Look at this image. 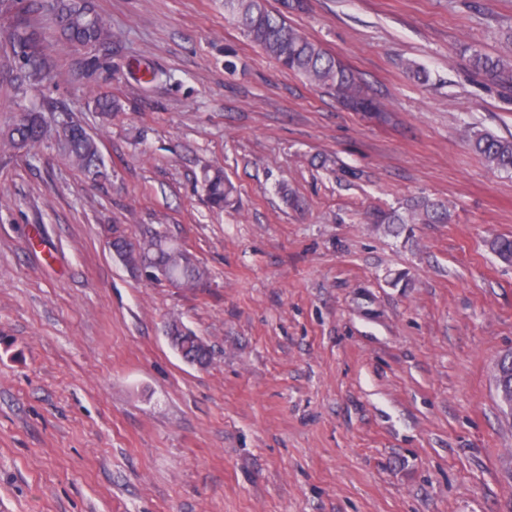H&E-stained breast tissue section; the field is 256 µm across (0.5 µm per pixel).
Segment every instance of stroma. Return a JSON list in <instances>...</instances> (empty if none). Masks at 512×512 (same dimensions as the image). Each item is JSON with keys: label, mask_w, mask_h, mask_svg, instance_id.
Instances as JSON below:
<instances>
[{"label": "stroma", "mask_w": 512, "mask_h": 512, "mask_svg": "<svg viewBox=\"0 0 512 512\" xmlns=\"http://www.w3.org/2000/svg\"><path fill=\"white\" fill-rule=\"evenodd\" d=\"M42 2L0 7V45L26 18L53 63L19 92L0 52V128L73 117L108 175L0 150V512H512V264L489 246L512 173L467 141L512 135V86L468 64L512 36V0H307L291 22L380 115L280 68L224 0H92L115 36L89 48ZM208 166L238 210L208 205ZM423 197L448 223L368 221ZM116 227L167 232L206 281L129 270ZM175 321L208 366L171 349Z\"/></svg>", "instance_id": "stroma-1"}]
</instances>
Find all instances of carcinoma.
I'll use <instances>...</instances> for the list:
<instances>
[{
    "label": "carcinoma",
    "mask_w": 512,
    "mask_h": 512,
    "mask_svg": "<svg viewBox=\"0 0 512 512\" xmlns=\"http://www.w3.org/2000/svg\"><path fill=\"white\" fill-rule=\"evenodd\" d=\"M305 0H224V14L240 29L245 38L264 51L282 69L305 77L310 84L336 96L341 105L353 112H381L383 108L366 95L352 71L329 53L319 42L309 38L290 24L288 14L304 11ZM51 9L61 40L70 47L95 45L110 37L103 26L95 25L89 0H52ZM9 49L14 66L12 81L19 88L38 83L47 71V60L39 48L37 32L26 22L18 23L9 36ZM475 71L503 83L512 82V43L502 51L489 55L475 50L469 56ZM45 139L42 113L24 108L8 127L0 130V148L24 149L35 153ZM473 151L493 169L512 170V137H500L490 131H475L469 139ZM57 151L81 170L99 175L103 162L97 141L83 126L72 119L61 122L57 129ZM202 190L209 203L218 209L233 205L235 188L218 168H207L201 177ZM372 224H436L448 221V210L430 199H424L406 213L394 209L377 210L369 215ZM116 257L132 269L159 272L165 282L175 288H195L207 272L195 257L160 232L134 244L120 234L111 242ZM191 363L207 365L212 351L199 347L190 333L173 325L169 328Z\"/></svg>",
    "instance_id": "carcinoma-1"
}]
</instances>
